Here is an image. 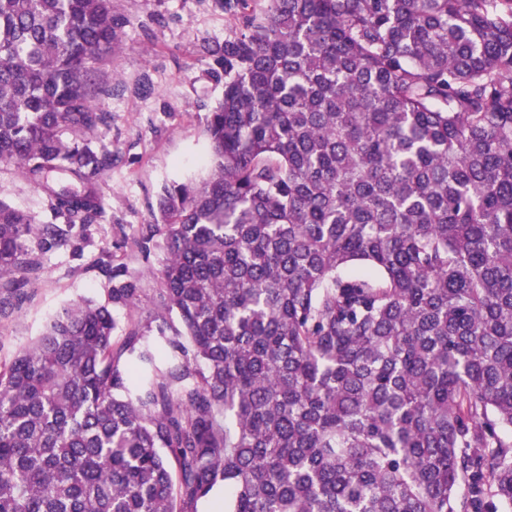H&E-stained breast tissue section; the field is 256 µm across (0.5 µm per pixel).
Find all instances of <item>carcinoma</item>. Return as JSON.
Wrapping results in <instances>:
<instances>
[{
    "mask_svg": "<svg viewBox=\"0 0 512 512\" xmlns=\"http://www.w3.org/2000/svg\"><path fill=\"white\" fill-rule=\"evenodd\" d=\"M214 169L129 239L156 327L68 305L0 364V512L512 506V0H214ZM112 0H0V315L105 218ZM0 199L31 214L37 224L52 221L42 193L13 166L0 165Z\"/></svg>",
    "mask_w": 512,
    "mask_h": 512,
    "instance_id": "cac0c4a2",
    "label": "carcinoma"
}]
</instances>
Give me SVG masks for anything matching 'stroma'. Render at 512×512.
<instances>
[{
	"label": "stroma",
	"mask_w": 512,
	"mask_h": 512,
	"mask_svg": "<svg viewBox=\"0 0 512 512\" xmlns=\"http://www.w3.org/2000/svg\"><path fill=\"white\" fill-rule=\"evenodd\" d=\"M112 13L118 21L112 60L99 72L112 87L111 97L101 101L112 124L92 139L113 156L111 170L100 177L106 217L85 231L81 253L64 246L43 257L42 271L25 283L18 308L0 318V362L30 345L62 305L107 302L109 283L96 267L102 253L141 272L143 288L153 293V273L166 251L156 247L149 258H135L125 240L152 223L163 185L198 182L212 170L206 117L224 86L211 78L198 50L223 42L230 18L213 0H112ZM0 199L36 223L52 219L42 193L15 167L0 165Z\"/></svg>",
	"instance_id": "obj_1"
}]
</instances>
